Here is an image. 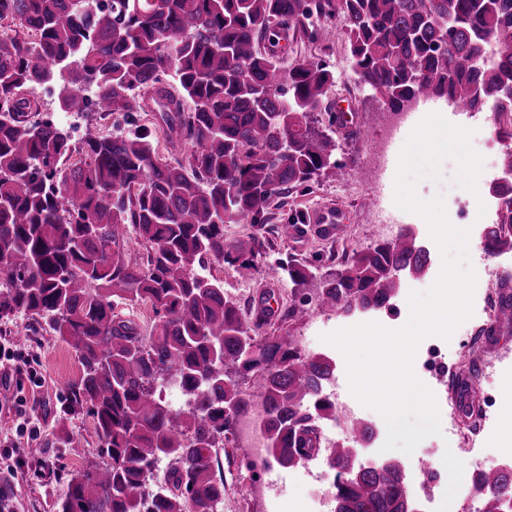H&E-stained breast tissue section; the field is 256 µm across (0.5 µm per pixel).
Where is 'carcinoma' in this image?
Wrapping results in <instances>:
<instances>
[{"mask_svg":"<svg viewBox=\"0 0 512 512\" xmlns=\"http://www.w3.org/2000/svg\"><path fill=\"white\" fill-rule=\"evenodd\" d=\"M313 17L325 23L312 29ZM5 21L22 32L0 38V320L23 315L73 349L83 374L71 404L87 407L99 443L58 512H217L225 441L257 403L276 463L322 452L347 475L334 512H414L398 460L361 470L354 449L322 445L319 423L337 419L323 397L330 361L260 335L197 268L209 259L256 273L274 200L336 174L335 145L314 126L334 75L314 58L279 70L280 41L324 42L339 27L357 81L391 109L422 90L475 111L491 103L512 138V0H0ZM40 84L64 112L129 117L154 100L187 162L160 161L152 131L136 124L89 128L73 145L36 117L26 91ZM243 220L257 230L224 238ZM131 231L148 245L142 262L125 256ZM485 247H512L511 208ZM426 263L404 234L378 241L323 279L317 306L380 309L396 275ZM285 271L296 290L307 283L306 265ZM138 303L151 305L147 328L117 312ZM171 380L178 409L162 394ZM474 486L482 512H512V465Z\"/></svg>","mask_w":512,"mask_h":512,"instance_id":"carcinoma-1","label":"carcinoma"}]
</instances>
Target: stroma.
Returning <instances> with one entry per match:
<instances>
[{
  "label": "stroma",
  "instance_id": "1",
  "mask_svg": "<svg viewBox=\"0 0 512 512\" xmlns=\"http://www.w3.org/2000/svg\"><path fill=\"white\" fill-rule=\"evenodd\" d=\"M311 54L320 58L336 77L326 93L328 108L317 115L318 128L336 143V176L319 177L290 191L271 223L272 246L259 259V271L251 280L241 281L231 266L213 261L205 265L203 272L223 283L226 294L239 303L246 322L260 317L254 304L256 297L272 298L279 314L264 324L265 335L299 340L308 335L311 323L316 321L327 322L333 332L364 323L366 316L361 312L321 311L316 297L323 278L354 252L382 240L384 224L392 220L396 223L395 233L409 231L429 255L421 273L404 271L398 276L396 295L381 318L382 326L398 329L410 317V292L427 290L435 282L441 269V253L430 238L424 219L398 208L393 187L383 184L377 169L382 143L376 132L391 112L379 94L356 81L349 66L346 34L336 30L325 44L306 39L290 42L280 66L290 68ZM29 96L37 102L43 117L60 125L73 143L81 142L87 123L94 120L93 113L61 111L48 85L31 88ZM482 157L483 169L476 192L456 185L457 163L452 159L442 162L440 180L424 179L416 187L421 198L442 196L449 221L469 229L474 237L482 236L499 216L489 200L491 185L503 173L501 155L483 150ZM482 200L488 203L483 211L478 208ZM316 212L338 215V235H323L318 225L313 224L306 227L303 235L289 238L292 223ZM290 260L310 267L309 281L299 293L293 291L285 273L277 269L278 263ZM478 321V316H471L468 325ZM468 325L459 326L448 342L447 373L425 381L437 393L440 416L452 418L460 427L459 434L424 440L425 445L437 447L434 467L451 478L450 492L443 494L433 512H468L469 481L476 464L496 469L512 462V452L502 438L501 423L506 414L512 413V397L505 393L512 385V322L495 324L493 331L482 336L480 349L475 353L459 345ZM21 335L26 336V344L7 363V390L11 398L0 405V481L11 487L14 512H57L70 473L81 467L84 454L94 453L98 448L95 422L87 409L70 406V388L81 377V366L73 350L52 333L29 334L24 316H15L5 324L0 322V345L14 342ZM473 368L478 375L467 401L471 407H484L488 418L485 431L474 443L469 440L467 416L456 408L458 383ZM27 418L39 423L37 437H30L24 429L23 421ZM67 434L82 440L83 454L59 446L60 437ZM471 443L476 444V451H468ZM34 448L40 449V456H31ZM227 448L230 456L222 461L223 512H269L268 493L246 498L239 492L247 475L244 464L250 457L248 448L236 440L228 442Z\"/></svg>",
  "mask_w": 512,
  "mask_h": 512
}]
</instances>
